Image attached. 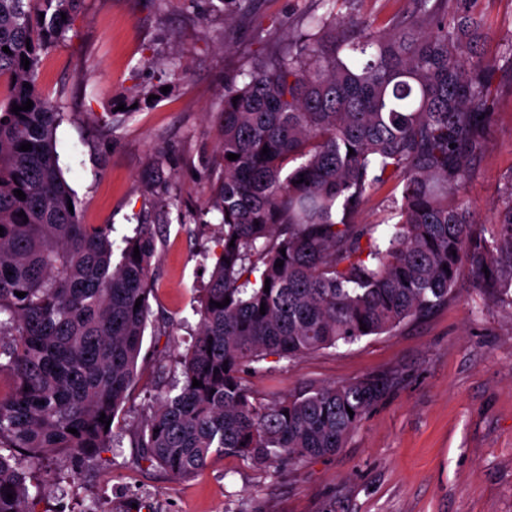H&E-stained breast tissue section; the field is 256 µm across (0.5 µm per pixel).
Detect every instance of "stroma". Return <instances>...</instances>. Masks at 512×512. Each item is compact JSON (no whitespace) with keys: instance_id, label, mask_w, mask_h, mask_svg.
<instances>
[{"instance_id":"stroma-1","label":"stroma","mask_w":512,"mask_h":512,"mask_svg":"<svg viewBox=\"0 0 512 512\" xmlns=\"http://www.w3.org/2000/svg\"><path fill=\"white\" fill-rule=\"evenodd\" d=\"M411 0H337L336 12L368 30L387 29ZM489 36L496 122L463 192L485 224L512 199V0H472ZM323 0H84L75 30L42 58L40 84L63 120L56 148L82 223L108 224L114 243L150 210L153 163L164 156L172 190L187 204L171 210L152 268V314L139 378L113 424L114 441L90 463L65 472L61 487L28 502L29 512H512V307L461 269L447 304L392 333L307 354L275 355L243 378L262 401L306 385L376 374L394 390L336 453L293 467H263L232 453L214 455L194 476L174 479L134 465L133 424L181 381L179 360L192 342L199 291L216 251L209 213L221 141L224 77L300 22L322 15ZM181 66L169 72L171 59ZM167 85L166 94L143 93ZM169 372L158 378L154 366Z\"/></svg>"}]
</instances>
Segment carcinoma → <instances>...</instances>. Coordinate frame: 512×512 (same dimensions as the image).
<instances>
[{"label":"carcinoma","instance_id":"carcinoma-1","mask_svg":"<svg viewBox=\"0 0 512 512\" xmlns=\"http://www.w3.org/2000/svg\"><path fill=\"white\" fill-rule=\"evenodd\" d=\"M413 3L360 37L331 9L224 78L210 205L220 251L194 309L183 384L132 430L137 459L181 479L215 453L268 466L334 453L396 378L262 402L243 371L268 355L293 360L389 334L446 304L463 266L512 306V204L479 229L461 195L495 124L483 20L468 0ZM82 4L0 0V375L11 381L0 393V512H28L45 460L81 465L111 446L99 418L115 419L138 377L156 225L181 207L162 193L116 263L112 225L81 222L58 164L59 104L38 77ZM388 183L399 195L377 237L356 216Z\"/></svg>","mask_w":512,"mask_h":512}]
</instances>
